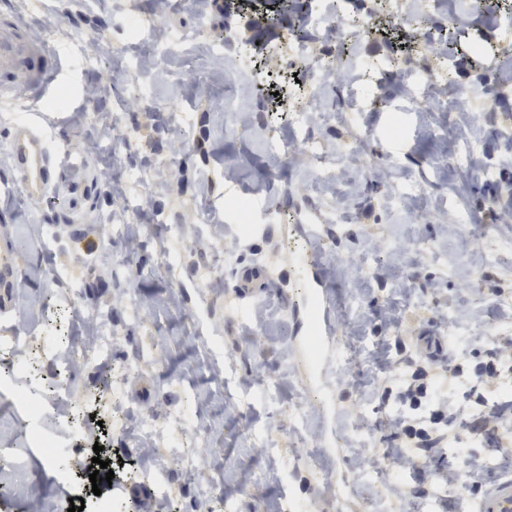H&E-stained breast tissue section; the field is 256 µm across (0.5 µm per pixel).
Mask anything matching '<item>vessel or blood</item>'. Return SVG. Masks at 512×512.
I'll use <instances>...</instances> for the list:
<instances>
[{
	"label": "vessel or blood",
	"mask_w": 512,
	"mask_h": 512,
	"mask_svg": "<svg viewBox=\"0 0 512 512\" xmlns=\"http://www.w3.org/2000/svg\"><path fill=\"white\" fill-rule=\"evenodd\" d=\"M60 70L56 56L44 45L34 47L15 38L0 40V87L10 88L20 77L26 78L31 90L38 95L52 92ZM13 161V182L29 195L42 197L52 189L51 177L56 169H65L69 184L65 199L68 206H76L84 198L90 185L86 161L79 151L61 153L52 149L43 130L35 123L24 122L15 127L9 141ZM313 329L320 349H328L338 334L327 294L314 287ZM476 512H512V476L488 484L477 499Z\"/></svg>",
	"instance_id": "obj_1"
}]
</instances>
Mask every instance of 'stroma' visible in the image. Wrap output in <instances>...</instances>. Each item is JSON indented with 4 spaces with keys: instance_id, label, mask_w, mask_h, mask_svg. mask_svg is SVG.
<instances>
[{
    "instance_id": "stroma-1",
    "label": "stroma",
    "mask_w": 512,
    "mask_h": 512,
    "mask_svg": "<svg viewBox=\"0 0 512 512\" xmlns=\"http://www.w3.org/2000/svg\"><path fill=\"white\" fill-rule=\"evenodd\" d=\"M224 0L203 9L177 0H7L0 39L12 24L66 63L49 106L23 84L0 91V180L12 178L8 139L35 118L53 148L83 152L93 190L78 211L59 206L66 177L54 173L55 196L0 199V251L16 272L0 288V317L20 316L36 335L69 330L67 290L98 310L111 328L112 364L138 347L154 360L118 383L119 398L98 399L99 425L63 468L82 476L85 452L105 440L111 457L137 458L145 441L111 432L116 402L144 414L201 407L222 449L217 485L172 477L159 502L133 479L112 494L131 512H211L223 499L232 512H375L400 492L423 489L417 473L397 472L381 454L389 444L384 376L399 368L393 346L415 353L430 331L449 337L454 354L477 364L512 331V224L494 215L512 208V30L474 27L489 54L468 40L447 57L421 31L395 26L397 8L424 13V0H363L341 39L308 29L315 57L371 71L351 101L340 81L297 86V61L283 35L306 26L305 13L280 14L279 0ZM415 72L450 61L448 88L472 90L473 130L456 135L458 113L424 106L388 58ZM235 90L224 107V86ZM311 131L326 156L317 169L307 152L279 156L271 139ZM420 193L396 203L395 178ZM248 199L263 235L243 238L234 200ZM321 227L308 237L303 225ZM315 257L333 302L339 333L324 370L313 369L299 342L311 282L299 266ZM258 268L265 288L238 285L243 267ZM66 270L68 285L47 268ZM201 328L224 350L223 394L200 382ZM12 497L0 512H29L31 496L67 489L36 459L13 471Z\"/></svg>"
}]
</instances>
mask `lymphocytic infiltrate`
Instances as JSON below:
<instances>
[{
  "instance_id": "f902f5d3",
  "label": "lymphocytic infiltrate",
  "mask_w": 512,
  "mask_h": 512,
  "mask_svg": "<svg viewBox=\"0 0 512 512\" xmlns=\"http://www.w3.org/2000/svg\"><path fill=\"white\" fill-rule=\"evenodd\" d=\"M466 373L461 363L404 360L385 389L395 409L387 419L393 446L384 460L398 470H413L455 442L451 424L457 414L448 405L445 388ZM475 377L469 391L471 431L491 437L502 469L512 468V341L493 347Z\"/></svg>"
}]
</instances>
